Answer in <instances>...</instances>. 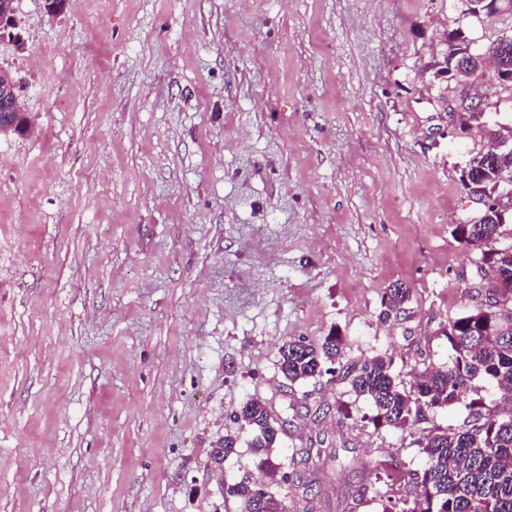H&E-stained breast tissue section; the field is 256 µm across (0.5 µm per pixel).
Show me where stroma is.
<instances>
[{
  "instance_id": "obj_1",
  "label": "stroma",
  "mask_w": 512,
  "mask_h": 512,
  "mask_svg": "<svg viewBox=\"0 0 512 512\" xmlns=\"http://www.w3.org/2000/svg\"><path fill=\"white\" fill-rule=\"evenodd\" d=\"M0 39L34 130L0 134V512H235L267 478L247 446L208 454L249 398L287 420L312 494L289 512H394L423 432L374 428L348 364H447L473 304L475 215L460 171L486 141L451 132L424 66L445 35L484 50L512 17L464 0H16ZM396 282L408 319L378 318ZM346 343L306 382L283 342Z\"/></svg>"
}]
</instances>
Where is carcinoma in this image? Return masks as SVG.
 Returning a JSON list of instances; mask_svg holds the SVG:
<instances>
[{
    "mask_svg": "<svg viewBox=\"0 0 512 512\" xmlns=\"http://www.w3.org/2000/svg\"><path fill=\"white\" fill-rule=\"evenodd\" d=\"M462 31L448 32L444 51L462 54L463 80L480 82L486 69L512 74V54L501 56L488 47L483 52L468 51L460 41ZM20 106L16 82L11 73L0 69V123H22L16 112ZM468 176H460L468 195L485 194L495 199V187L512 174V148L503 149L493 161L476 154L466 164ZM454 238L480 252L481 270L490 273L486 300L448 319L444 331L453 350L448 364L428 365L415 370L406 388L393 375L392 358L377 354L352 367L347 376L351 390L367 397L375 427H411L426 419L434 409L449 408L462 402L476 409L472 420L458 429L431 431L417 444L426 455L425 468L413 477V491L402 492L385 483L374 494L395 501V512H512V221L504 219L490 205L452 231ZM410 288L394 283L381 298L379 319L387 321L406 313ZM345 344L339 332L332 331L317 346L302 340H288L278 349V369L291 383L321 377L330 365L341 359ZM489 379L496 383L499 405L506 415L484 413L473 398L475 382ZM240 411L238 430L228 431L215 442L209 461L219 465L237 454L241 434L270 477L271 487L231 484L226 494L238 508L249 512H288L287 482L308 489L300 475L287 477V466L273 460L279 441L276 420L259 399L247 400Z\"/></svg>",
    "mask_w": 512,
    "mask_h": 512,
    "instance_id": "1",
    "label": "carcinoma"
}]
</instances>
